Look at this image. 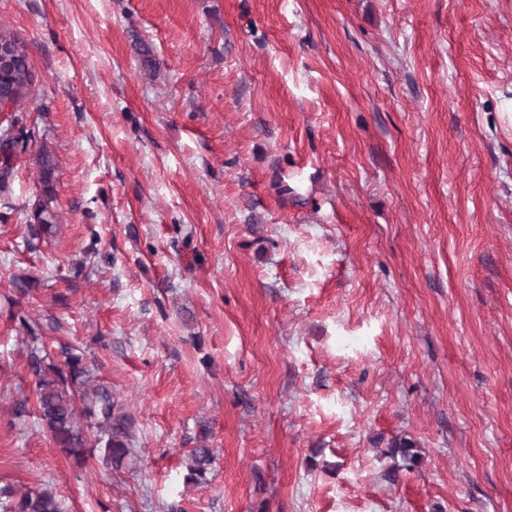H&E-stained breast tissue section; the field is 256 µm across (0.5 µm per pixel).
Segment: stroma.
Listing matches in <instances>:
<instances>
[{
	"mask_svg": "<svg viewBox=\"0 0 512 512\" xmlns=\"http://www.w3.org/2000/svg\"><path fill=\"white\" fill-rule=\"evenodd\" d=\"M0 27L36 76L0 190V485L512 512V0H0ZM43 147L60 228L32 247ZM64 343L134 414L137 475L43 430L29 354ZM214 461L213 449L205 444L192 448L189 453L188 473L184 476L186 484H199L206 479Z\"/></svg>",
	"mask_w": 512,
	"mask_h": 512,
	"instance_id": "stroma-1",
	"label": "stroma"
}]
</instances>
